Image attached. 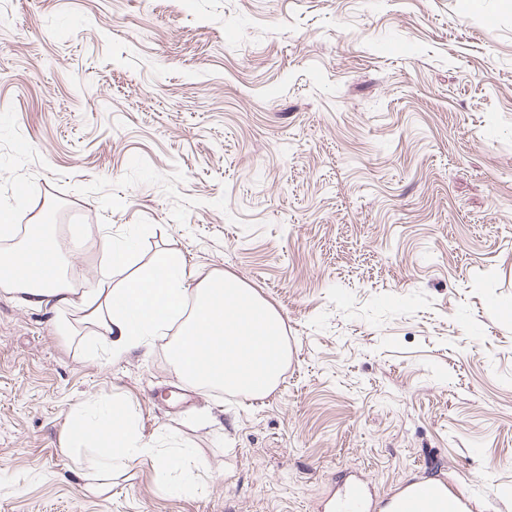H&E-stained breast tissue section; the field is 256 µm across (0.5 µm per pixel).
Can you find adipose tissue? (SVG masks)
I'll use <instances>...</instances> for the list:
<instances>
[{"label": "adipose tissue", "mask_w": 512, "mask_h": 512, "mask_svg": "<svg viewBox=\"0 0 512 512\" xmlns=\"http://www.w3.org/2000/svg\"><path fill=\"white\" fill-rule=\"evenodd\" d=\"M41 227L26 225L24 242L0 252V286L20 293L24 305L80 311L114 360L165 341L176 325L173 358L187 380L253 399L277 386L288 355L284 324L252 288L230 275L195 278L176 253L159 256L120 286L105 276L75 288L63 275L56 241ZM62 448L85 452L107 478L137 459L163 471L185 455L181 448L160 451L126 402L104 407L92 398L70 412Z\"/></svg>", "instance_id": "obj_1"}]
</instances>
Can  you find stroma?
Returning <instances> with one entry per match:
<instances>
[{
    "instance_id": "obj_1",
    "label": "stroma",
    "mask_w": 512,
    "mask_h": 512,
    "mask_svg": "<svg viewBox=\"0 0 512 512\" xmlns=\"http://www.w3.org/2000/svg\"><path fill=\"white\" fill-rule=\"evenodd\" d=\"M1 208L80 286L102 224L235 276L289 355L249 399L0 288V512H317L348 471L512 512V0H8ZM87 397L189 469L98 492L61 450Z\"/></svg>"
}]
</instances>
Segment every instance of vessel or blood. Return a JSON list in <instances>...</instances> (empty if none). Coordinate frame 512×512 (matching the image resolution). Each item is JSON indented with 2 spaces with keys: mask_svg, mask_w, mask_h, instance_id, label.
I'll return each instance as SVG.
<instances>
[{
  "mask_svg": "<svg viewBox=\"0 0 512 512\" xmlns=\"http://www.w3.org/2000/svg\"><path fill=\"white\" fill-rule=\"evenodd\" d=\"M494 494L490 487L462 490L441 477L403 482L387 498L377 501L363 479L352 475L338 484L323 512H479L482 503Z\"/></svg>",
  "mask_w": 512,
  "mask_h": 512,
  "instance_id": "obj_1",
  "label": "vessel or blood"
}]
</instances>
